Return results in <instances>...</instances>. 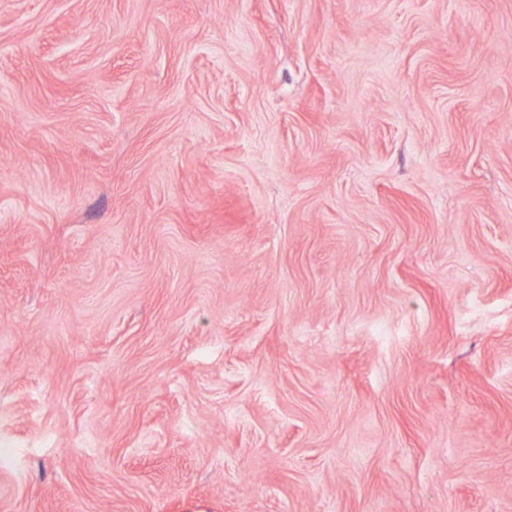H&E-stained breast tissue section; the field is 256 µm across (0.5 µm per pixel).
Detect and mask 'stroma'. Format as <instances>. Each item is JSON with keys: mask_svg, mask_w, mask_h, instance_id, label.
I'll use <instances>...</instances> for the list:
<instances>
[{"mask_svg": "<svg viewBox=\"0 0 512 512\" xmlns=\"http://www.w3.org/2000/svg\"><path fill=\"white\" fill-rule=\"evenodd\" d=\"M0 512H512V0H0Z\"/></svg>", "mask_w": 512, "mask_h": 512, "instance_id": "stroma-1", "label": "stroma"}]
</instances>
